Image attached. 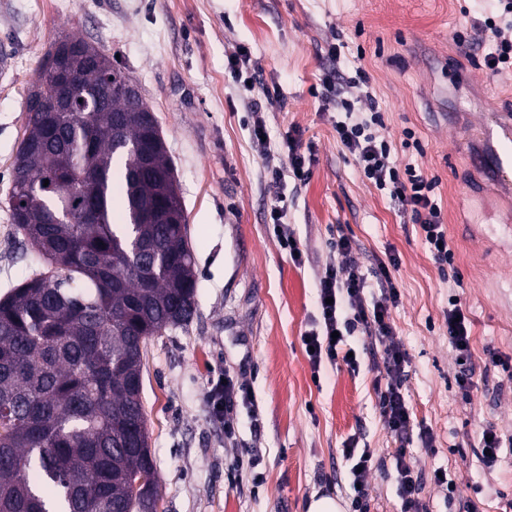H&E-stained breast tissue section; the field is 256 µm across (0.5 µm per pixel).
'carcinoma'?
I'll return each instance as SVG.
<instances>
[{
	"label": "carcinoma",
	"instance_id": "carcinoma-1",
	"mask_svg": "<svg viewBox=\"0 0 512 512\" xmlns=\"http://www.w3.org/2000/svg\"><path fill=\"white\" fill-rule=\"evenodd\" d=\"M54 41L101 105L74 103L53 137L54 116L25 108L8 209L57 272L0 296V512H157L139 343L195 310L187 227L151 219L178 181L120 91L132 79L81 38Z\"/></svg>",
	"mask_w": 512,
	"mask_h": 512
}]
</instances>
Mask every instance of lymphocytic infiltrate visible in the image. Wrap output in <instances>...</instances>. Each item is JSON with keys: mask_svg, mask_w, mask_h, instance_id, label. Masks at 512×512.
<instances>
[{"mask_svg": "<svg viewBox=\"0 0 512 512\" xmlns=\"http://www.w3.org/2000/svg\"><path fill=\"white\" fill-rule=\"evenodd\" d=\"M492 13L479 25L480 31L490 32L492 46L485 56V64L492 73L512 67V0H493ZM326 105L336 108L335 129L342 147L353 157L359 172L378 189L388 191L401 208L411 210L420 225L428 250L438 267L451 265L453 253L448 245V233L442 210L434 198L435 184L413 165H400L392 146L379 139L375 125L381 116L369 89V77L363 67H356L352 77L343 73L326 76L323 80ZM367 104V111L356 109V102ZM251 138L255 151L264 161V175L279 182L292 175L298 183H306L311 175V159L302 150L300 140L287 138L283 147L272 148L266 138V118L260 108H252ZM380 299L368 300L367 282L358 266L328 264L318 288L320 302L318 315L305 331L302 341L308 347V358L313 368L322 362H343L350 370L360 368L359 356L350 354L347 340L355 332H362L383 343L381 358L388 381L379 389V413L384 426L398 443L395 451L397 493L402 501V512H426L419 498L420 477L406 459L405 443L413 432L411 418L402 393V382L407 364L405 351L394 342L390 322V308L397 304L399 291L391 277L380 281ZM448 338L461 362L459 384L462 390L472 386L470 324L463 316L459 303L448 310ZM253 400L250 389L233 381L215 385L211 403L216 416L224 420V435L235 439L233 412L237 405ZM343 455L349 464L350 484L354 491L352 512H367L363 478L376 464L374 449L348 446Z\"/></svg>", "mask_w": 512, "mask_h": 512, "instance_id": "lymphocytic-infiltrate-1", "label": "lymphocytic infiltrate"}]
</instances>
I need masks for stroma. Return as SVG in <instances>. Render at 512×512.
Returning <instances> with one entry per match:
<instances>
[{
  "label": "stroma",
  "mask_w": 512,
  "mask_h": 512,
  "mask_svg": "<svg viewBox=\"0 0 512 512\" xmlns=\"http://www.w3.org/2000/svg\"><path fill=\"white\" fill-rule=\"evenodd\" d=\"M489 0H0V295L36 265L19 249L7 201L25 129L24 100L55 36L99 46L138 82L154 112L183 197L195 258V314L150 338L142 402L157 470L158 512H305L312 494L349 505L342 456L349 443L382 463L364 478L368 512H400L397 442L379 413L383 365L313 370L301 340L318 314L329 242L353 241L366 274L397 257L391 310L407 353L402 391L416 431L407 458L427 512H512V446L493 465L478 453L483 430L512 436V190L492 184L467 153L494 113H512V73L492 75L487 40L472 33ZM342 46L331 61L329 43ZM252 53L272 146L299 138L312 177L296 185L264 176L252 147L247 94L226 57ZM366 70L382 121L376 135L400 164L435 179L454 263L439 270L411 212L364 179L323 108L321 79ZM418 148H405L407 135ZM302 261L269 222L276 196ZM471 323L470 391L457 382L448 303ZM246 383L253 406L235 412L236 440L212 413L224 376ZM429 431L424 445L420 431ZM257 458L253 485L242 463ZM446 483L435 481V474Z\"/></svg>",
  "instance_id": "1"
}]
</instances>
